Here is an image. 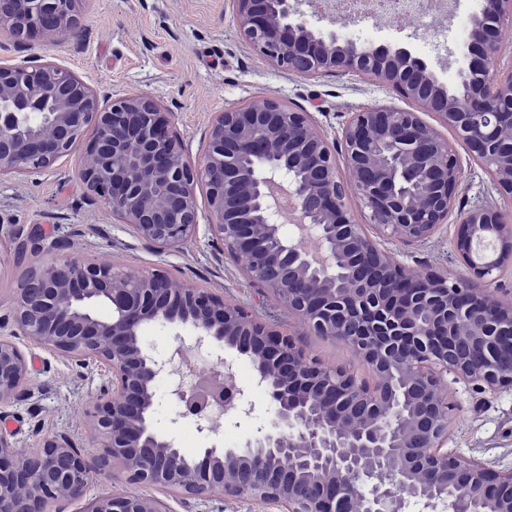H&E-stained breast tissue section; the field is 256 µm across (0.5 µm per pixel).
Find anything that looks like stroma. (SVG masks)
I'll use <instances>...</instances> for the list:
<instances>
[{"instance_id": "stroma-1", "label": "stroma", "mask_w": 512, "mask_h": 512, "mask_svg": "<svg viewBox=\"0 0 512 512\" xmlns=\"http://www.w3.org/2000/svg\"><path fill=\"white\" fill-rule=\"evenodd\" d=\"M481 0H451L442 41L451 63L424 49L408 31L372 32L363 19L352 22L345 38L370 48L380 44L407 47L423 58L449 90L459 84L458 69L469 33L463 23ZM80 39L40 36L19 39L0 27V63L38 65L51 62L73 72L91 89L113 95L150 94L173 119V130L190 160L208 149V132L216 113L257 99H275L293 110L311 113L346 175L342 130L353 112L370 106L411 108L410 100L358 75L329 74L303 78L283 71L256 54L239 29L232 0H82ZM422 118L437 127L451 145L463 177L447 224L428 240L409 245L380 240L382 249L412 271L470 276L457 249L458 213L479 203H492L512 216V196L502 194L490 173L473 159L456 133L430 112ZM83 145L52 167L0 182V225L36 226L44 242L66 237L71 254L131 268L165 270L171 278L211 289L225 301L242 306L268 326L292 334L307 357L328 367H342L369 383L367 363L343 343L307 335L295 315L266 299L259 288L208 231L209 211L204 188H197L199 227L196 238L176 251L157 252L112 222V213L96 201L81 176ZM42 250L0 259V315L9 314L18 286L45 260ZM30 361L31 399L0 408V431L14 434L21 446L58 432L81 441L86 455L98 450L87 441L84 411L94 397L100 367L82 369L46 348L25 345ZM455 410L448 426L449 451L496 470L512 469V388L484 389L454 383ZM249 419L225 420L219 441L240 446L272 417L265 395L253 398ZM165 512H279L254 501L212 494L207 502L185 501L154 490Z\"/></svg>"}]
</instances>
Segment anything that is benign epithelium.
Returning <instances> with one entry per match:
<instances>
[{
    "label": "benign epithelium",
    "instance_id": "7a95c632",
    "mask_svg": "<svg viewBox=\"0 0 512 512\" xmlns=\"http://www.w3.org/2000/svg\"><path fill=\"white\" fill-rule=\"evenodd\" d=\"M78 0H0V25L21 38L57 31L76 38ZM244 39L266 60L303 77L358 74L387 86L415 105L361 109L343 131L350 187L368 211L377 234L407 243L431 238L448 223L461 180L456 155L420 116L431 112L453 128L473 157L512 193V141L501 142L512 123V70L497 69L498 33L512 21V0H482L459 73L462 91L451 95L419 57L403 47L380 45L365 53L354 40L337 43L309 30L295 0H235ZM57 19L47 30L41 17ZM94 135L82 157L89 189L112 217L146 245L179 249L196 235V188L206 190L211 234L232 255L246 253L245 274L263 296L288 308L306 330L340 341L372 367L373 387L355 376L306 359L294 337L274 330L244 308L207 288L169 275L112 263L50 259L35 270L38 292L18 290L8 317L0 316V405L25 397L30 376L23 339L82 367L89 359L109 371L96 386L87 426L101 453L85 456L75 438L60 432L26 452L13 435L0 434V512H162L161 501L142 493L94 495L101 476L125 485L153 487L206 501L212 484L224 497L274 503L284 512H512V470L492 469L445 450L450 422L448 379L491 389L512 387V364L464 359L456 345L483 342L512 352V302L446 274L418 283L356 222L328 142L307 112L267 100L259 109L236 106L216 114L204 158L191 162L159 101L126 95L102 101L72 72L54 64L0 65V182L54 165L88 127ZM305 168V179L293 172ZM285 190L300 208V224L318 243L311 251L280 231L273 191ZM266 233L277 240L266 249ZM493 230L512 243L501 213L475 205L459 218L461 255L475 278L491 279L511 252L486 265L472 261L469 245ZM22 254L39 234L11 229ZM274 262L286 277L268 280ZM347 283L336 288V281ZM103 303L109 314L99 316ZM159 324L175 336L248 357L274 417L240 448L210 443L190 461L159 434L151 417L167 361L142 340ZM224 383L194 385L181 393L184 417H203L224 401ZM163 449L158 468L145 453ZM296 461L283 475L274 462ZM265 466L254 486L239 481L236 463ZM311 475V496L284 480Z\"/></svg>",
    "mask_w": 512,
    "mask_h": 512
}]
</instances>
